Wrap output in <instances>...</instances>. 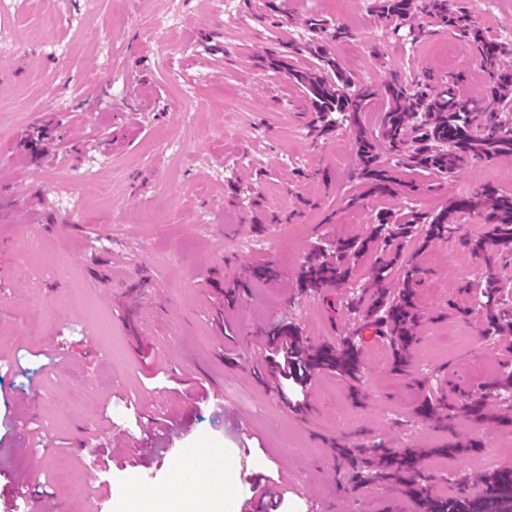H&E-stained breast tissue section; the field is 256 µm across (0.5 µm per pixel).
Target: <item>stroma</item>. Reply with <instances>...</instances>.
Here are the masks:
<instances>
[{
  "label": "stroma",
  "instance_id": "stroma-1",
  "mask_svg": "<svg viewBox=\"0 0 512 512\" xmlns=\"http://www.w3.org/2000/svg\"><path fill=\"white\" fill-rule=\"evenodd\" d=\"M373 4L0 0V105L16 115L0 129V512H94L103 494L118 512L142 483L164 491L191 449L242 441L251 453L223 473L225 512L238 498L256 512L275 481L282 512H417L403 487L362 483L338 445L425 449L418 468L446 498L482 494L487 455L512 464V426L418 413L439 397L487 395L512 371V332L486 333L474 311L488 274L512 290V252L490 269L454 240L420 254L405 242L424 269L408 376L392 372L384 329L366 335L347 306L381 251L321 293L295 281L309 250L367 234L382 208L512 192L509 160H472L448 178L399 165L414 196L349 206L352 132L315 136L299 86L261 67L274 54L318 71L308 17L350 30L329 47L356 82L459 75L481 90L479 62L454 33L419 14L380 19ZM451 4L512 41L507 0ZM422 24L430 36L414 39ZM152 204L176 211L172 228L142 223ZM59 266L67 277L52 276ZM77 291L89 307L73 312ZM283 325L303 352L357 336L362 401L320 372L305 405H289L270 336ZM454 435L479 451L435 455Z\"/></svg>",
  "mask_w": 512,
  "mask_h": 512
}]
</instances>
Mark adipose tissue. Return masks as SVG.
Returning <instances> with one entry per match:
<instances>
[{
	"label": "adipose tissue",
	"mask_w": 512,
	"mask_h": 512,
	"mask_svg": "<svg viewBox=\"0 0 512 512\" xmlns=\"http://www.w3.org/2000/svg\"><path fill=\"white\" fill-rule=\"evenodd\" d=\"M228 492L208 480L197 484L193 471H184L181 478L164 493L134 490L122 506L123 512H223Z\"/></svg>",
	"instance_id": "obj_1"
}]
</instances>
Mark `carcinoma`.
I'll return each mask as SVG.
<instances>
[{
	"mask_svg": "<svg viewBox=\"0 0 512 512\" xmlns=\"http://www.w3.org/2000/svg\"><path fill=\"white\" fill-rule=\"evenodd\" d=\"M374 9L380 17L392 20H404L418 12L457 34L478 56L486 88L481 97L475 98L459 77L435 82L429 77L416 81L395 75L378 90L355 83L322 43L314 46L320 60V74L287 67L282 60L270 58L267 67L284 71L304 89L315 114V130L323 134L344 124L355 133L356 177L368 193L383 198L402 196L408 191L407 185L382 161L384 156L441 176L457 173L468 159H511L512 69L503 65L502 57L512 54V47L489 37L466 11L451 8L449 0H375ZM379 95L385 97L387 107L378 131L373 133L363 126L362 114ZM468 210L483 211L488 232L478 237L458 234L457 215ZM420 228L424 229L426 243L454 237L463 248L491 262L499 253L512 251V193L487 185L477 195L433 212L411 209L396 215L381 211L376 214L368 237L342 241L332 250L313 249L298 269L300 286L318 292L344 281L376 241L398 244ZM396 261L394 256L373 267L363 289L365 293L373 292V302L367 309H362L360 297L351 299L348 305L366 318L385 325L389 330L393 369L407 373L415 329L413 285L423 274V268L414 261L404 264L400 269L401 284L392 292L384 284ZM501 289V282L494 276L477 287V312L487 329L494 333L512 329V307L500 301ZM305 361L310 371H333L353 386L362 382L365 375L359 351L351 339L338 350L316 351L305 357ZM466 414L481 424H512L511 414L492 416L478 400L467 404ZM366 452L377 460L372 480L404 485L416 497L419 512H512V487L497 471L488 475L483 497L468 502L448 501L430 495L425 484L427 478L415 466L413 451H397L376 444Z\"/></svg>",
	"mask_w": 512,
	"mask_h": 512,
	"instance_id": "obj_1",
	"label": "carcinoma"
}]
</instances>
